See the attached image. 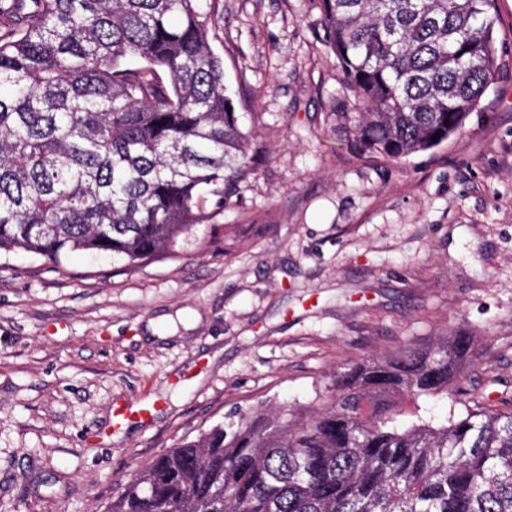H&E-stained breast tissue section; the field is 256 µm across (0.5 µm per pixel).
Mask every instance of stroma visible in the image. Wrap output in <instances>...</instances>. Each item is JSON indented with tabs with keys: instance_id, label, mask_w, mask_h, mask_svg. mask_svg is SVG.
Segmentation results:
<instances>
[{
	"instance_id": "stroma-1",
	"label": "stroma",
	"mask_w": 512,
	"mask_h": 512,
	"mask_svg": "<svg viewBox=\"0 0 512 512\" xmlns=\"http://www.w3.org/2000/svg\"><path fill=\"white\" fill-rule=\"evenodd\" d=\"M249 170L174 252L0 255V512H107L234 415L313 413L344 368L465 333L454 403L512 409V0L462 130L392 160L340 129L318 0H217ZM153 402L151 420L112 409Z\"/></svg>"
}]
</instances>
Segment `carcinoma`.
<instances>
[{
    "label": "carcinoma",
    "instance_id": "obj_1",
    "mask_svg": "<svg viewBox=\"0 0 512 512\" xmlns=\"http://www.w3.org/2000/svg\"><path fill=\"white\" fill-rule=\"evenodd\" d=\"M361 150L460 131L498 69L496 0H319ZM212 0L0 6V251L135 263L224 208L246 135ZM439 135L438 140L432 136ZM471 336L355 365L311 416L217 424L156 457L108 512H512V410L453 399Z\"/></svg>",
    "mask_w": 512,
    "mask_h": 512
}]
</instances>
